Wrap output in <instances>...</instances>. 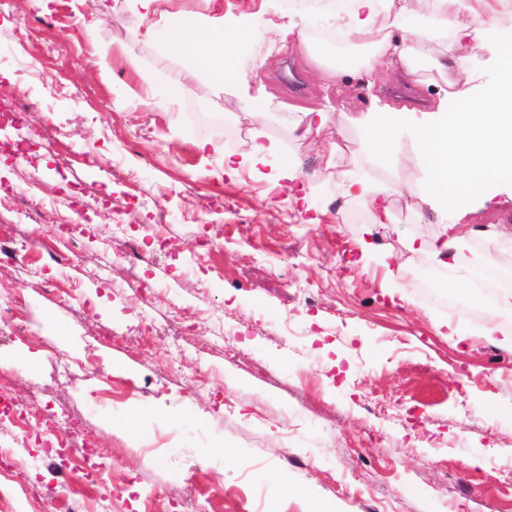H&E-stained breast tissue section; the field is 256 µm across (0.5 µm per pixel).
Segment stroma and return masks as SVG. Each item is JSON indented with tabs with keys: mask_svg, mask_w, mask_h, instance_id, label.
<instances>
[{
	"mask_svg": "<svg viewBox=\"0 0 512 512\" xmlns=\"http://www.w3.org/2000/svg\"><path fill=\"white\" fill-rule=\"evenodd\" d=\"M224 23L250 29L239 67L262 86L245 102L190 73L167 53L166 21L138 20L126 0L96 33L87 22L95 0H0V101L26 97L23 127L0 128V141L26 140L24 162L8 159L9 185L33 192L36 221L18 222L0 202V225H16L26 257L0 264V289H23L26 343H0V375L26 400L27 377L46 386L44 403L82 413L84 433L113 466L104 493L111 512H177L195 494L198 512H512V351L479 333L449 330V314L431 305L414 273L435 272L409 240L433 238L454 224L466 242L512 267V185L479 198L472 212L440 214L422 200L428 163L410 129L399 140L407 166L365 145L357 119L372 104L406 106L387 79L366 84L336 77L333 51L310 41V27L335 25L327 5L307 0H223ZM288 25L286 40L268 29ZM302 56L308 93L296 101L278 77ZM160 75L154 105L143 109L122 89L138 73ZM323 111L321 130L307 127ZM233 112L247 136L231 140L221 120ZM273 142L261 172H229L251 135ZM212 149L197 146L200 139ZM401 182L389 233H373L369 208L345 192L348 181ZM345 205L337 219L334 202ZM95 239L78 261L49 252L74 219ZM161 223L169 241L150 243V264L131 269L113 239L145 237ZM224 241L210 271L190 267L203 236ZM65 281L94 298L58 301L46 289ZM317 291L306 309L300 288ZM201 309L184 352L162 340L88 348L104 333L139 337L145 325L181 322L180 307ZM250 323L252 336L225 352L219 335ZM72 362L68 379L47 355ZM144 387L171 381L161 397L123 404L101 398L110 377ZM138 426H128L131 415ZM7 476L18 490L40 492L44 512L61 493L33 458L38 442L14 444Z\"/></svg>",
	"mask_w": 512,
	"mask_h": 512,
	"instance_id": "stroma-1",
	"label": "stroma"
}]
</instances>
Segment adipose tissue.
<instances>
[{
  "instance_id": "adipose-tissue-1",
  "label": "adipose tissue",
  "mask_w": 512,
  "mask_h": 512,
  "mask_svg": "<svg viewBox=\"0 0 512 512\" xmlns=\"http://www.w3.org/2000/svg\"><path fill=\"white\" fill-rule=\"evenodd\" d=\"M379 0H336L339 31L353 43H367L376 56L401 69L415 70L420 46L439 43L450 36L449 47H440L431 59L438 75H452L457 90L446 93L437 109L422 115L407 111L376 108L365 112L360 124L366 143L376 154L398 157L396 132L413 123L419 154L429 165L430 182L448 189L446 196L426 195L428 203L470 211L474 201L490 189L512 183V35L496 31L495 0H433L429 22L410 25L416 13L412 0H399L392 22L382 38H375L374 26ZM467 7L474 25L457 23L455 14ZM487 39L502 72L493 84L483 83L469 65L479 39ZM250 42L242 27L220 23L203 24L180 11L164 30L163 43L176 57L188 59L215 84L234 89L250 99L251 84L241 72L237 59Z\"/></svg>"
}]
</instances>
